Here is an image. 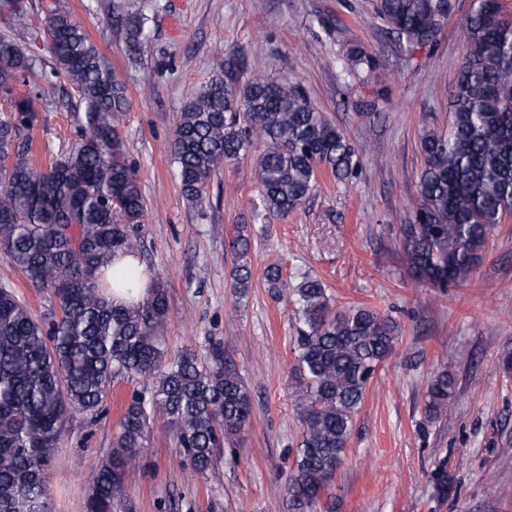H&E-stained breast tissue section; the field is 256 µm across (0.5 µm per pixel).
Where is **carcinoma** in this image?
I'll return each instance as SVG.
<instances>
[{"label":"carcinoma","instance_id":"cac0c4a2","mask_svg":"<svg viewBox=\"0 0 512 512\" xmlns=\"http://www.w3.org/2000/svg\"><path fill=\"white\" fill-rule=\"evenodd\" d=\"M0 34V257L50 288L49 321L35 319L16 293L0 287V512H51L50 467L68 414L95 420L107 389L123 379L142 384L125 406L108 457L89 476L88 512H124L127 471L139 459L155 412L168 418L179 447L200 474L224 456V444L249 422L252 403L234 363L219 354L203 362L191 349L168 358L162 346L167 291L160 283L138 305L119 307L97 272L119 253H133L145 224L142 183L118 132L129 106L125 84L85 28L59 0L46 4L44 28L28 23L25 0H4ZM378 14L408 48L434 41L449 0H378ZM146 18L125 22L126 48L141 51ZM53 39L50 75L67 80L84 112L80 140L45 168L30 158L41 90L16 87L43 74L30 50ZM464 57L450 98L448 130L420 137L423 168L411 224L396 244L415 282L446 288L467 280L494 228L512 216V22L499 0H473ZM261 144L255 172L261 217H285L312 194L322 171L343 183L358 166L346 135L286 81L241 82L215 74L183 106L172 142L181 193L201 201L224 163ZM236 294L253 279L248 225L233 228ZM281 297L283 267L263 273ZM116 285L133 291L136 273L116 269ZM301 323L295 370L302 438L286 481L288 512H317L351 438L373 375L396 350L398 327L376 310H336L323 282L305 277L293 289ZM448 370L433 376L424 411L438 420L454 396ZM447 462L433 472L448 496Z\"/></svg>","mask_w":512,"mask_h":512}]
</instances>
